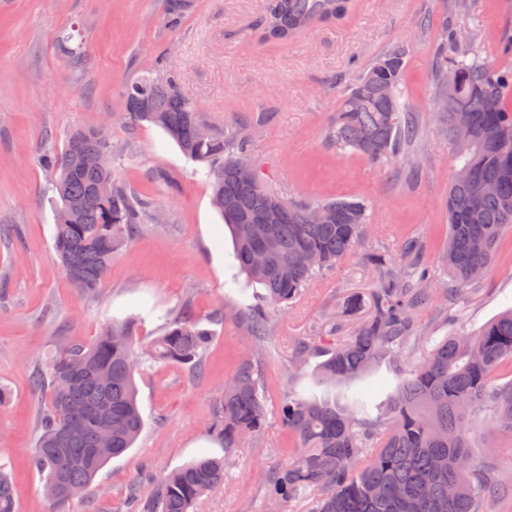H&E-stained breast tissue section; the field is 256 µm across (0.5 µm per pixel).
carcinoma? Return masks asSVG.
<instances>
[{
    "label": "carcinoma",
    "instance_id": "cac0c4a2",
    "mask_svg": "<svg viewBox=\"0 0 512 512\" xmlns=\"http://www.w3.org/2000/svg\"><path fill=\"white\" fill-rule=\"evenodd\" d=\"M194 0H164L163 29L173 33L184 23ZM354 0H266L261 36L284 44L315 25L349 18ZM76 29L57 36L61 54L79 66L82 48L72 46ZM478 34L445 30L435 40L434 99L443 128L454 145L456 167L469 175L448 189V247L440 265L448 274V293L471 287L494 262L500 240L512 230V72L486 61ZM407 49L402 45L378 58L345 87L327 142L373 164L396 162L409 170L416 124L403 100ZM460 74L454 100L467 110L468 136L454 135L453 113L446 106L448 72ZM126 124H154L190 160L205 165L212 201L232 235L241 269L264 289L263 300L233 313L249 337L266 335L269 312L295 301L319 271L331 269L354 252L367 224L364 204L342 199L303 201L272 191L264 173L249 177L238 163L252 155V130L268 116L256 113L233 136L207 126L203 113L178 73L164 58L126 85ZM124 148L104 127L74 129L62 149H43L40 163L52 175L56 194L54 247L68 278L84 292L96 291L114 254L139 224L153 221L158 207L136 195L112 172ZM493 180L486 194L481 183ZM108 184L110 192L97 189ZM281 204L275 223L262 222L258 197ZM269 255L266 264L256 253ZM410 242L395 261L366 255L382 276L371 289V312L350 335L325 351L328 358L312 377L314 393L290 397L283 422L297 441L293 457L273 472L284 499L320 492L311 512H481L486 495L499 487L475 462L471 449L489 427L512 435V379L496 382L506 367L512 375V309L474 334L458 333L435 342L426 358L398 383L375 423L367 397L351 383L377 372L395 358L419 328L418 308L432 277ZM211 333L190 312L166 319L162 336L136 346L132 324L112 322L88 344L63 343L56 356L36 368L34 381L45 392L39 434L32 457L45 484L60 482L72 491L50 499L54 512L90 492L96 474L132 447L144 421L137 403L135 374L144 361L176 363L197 372ZM490 416H484L486 410ZM224 456L201 457L171 472L156 492L138 504V512H193L197 498L224 483V471L246 434L264 426L265 404L251 357L242 360L224 383L215 409ZM112 427V447L101 442ZM0 512H17L10 474L0 466Z\"/></svg>",
    "mask_w": 512,
    "mask_h": 512
}]
</instances>
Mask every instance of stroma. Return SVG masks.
Listing matches in <instances>:
<instances>
[{"mask_svg":"<svg viewBox=\"0 0 512 512\" xmlns=\"http://www.w3.org/2000/svg\"><path fill=\"white\" fill-rule=\"evenodd\" d=\"M266 0H195L181 29L162 32L163 0H0V465L12 475L18 512H49L44 480L31 465L43 403L31 378L53 355L60 337L88 343L103 323L132 320L141 342L160 336L164 314L191 308L212 333L204 370L190 376L176 364L146 366L137 376L143 430L133 448L96 476L95 494L65 512H130V497H150L174 469L224 446L211 428L225 380L251 351H259L266 399L259 437L241 440L223 486L199 497L194 512H309L313 496L282 502L271 482L295 446L280 406L309 392L324 356L311 350L304 368L289 375L297 344L326 336L332 321L352 326L367 309L344 314L348 296H368L379 271L364 253L399 257L410 240L441 289L448 285L439 255L448 244V184L454 150L431 103L434 42L442 24L479 29L481 47L512 32V0H356L351 18L314 26L295 40L263 43L256 23ZM80 22L83 64L73 67L56 50L58 33ZM406 45V95L417 116L422 167L408 179L398 165L377 167L343 154L324 139L339 95L361 69L392 46ZM166 56L212 125L242 128L257 112L271 113L255 136L253 159L268 185L294 198L343 197L367 204L370 227L355 252L314 276L287 309L272 313L261 345L228 312L259 303L262 289L238 269L232 239L210 200L199 163L188 160L159 127L129 129L124 86ZM106 127L126 150L117 177L161 207V220L139 225L112 257L101 288L83 293L65 275L53 248L51 179L39 157L45 145L63 147L75 127ZM167 172L170 183L152 174ZM512 306V233L480 280L453 300L434 295L419 312L432 340L477 332ZM428 343L409 342L400 362L384 364L364 387L384 402L399 378L423 360ZM472 455L512 483V436L485 429Z\"/></svg>","mask_w":512,"mask_h":512,"instance_id":"35a3bbf8","label":"stroma"}]
</instances>
